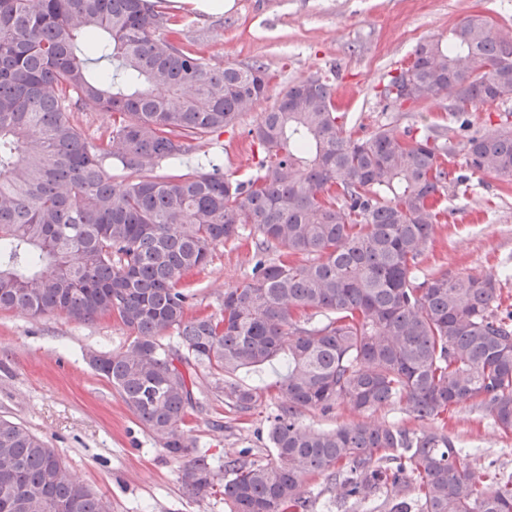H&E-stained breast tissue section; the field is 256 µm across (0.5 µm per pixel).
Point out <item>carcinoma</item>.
<instances>
[{"instance_id": "carcinoma-1", "label": "carcinoma", "mask_w": 512, "mask_h": 512, "mask_svg": "<svg viewBox=\"0 0 512 512\" xmlns=\"http://www.w3.org/2000/svg\"><path fill=\"white\" fill-rule=\"evenodd\" d=\"M181 34L155 0H0V309L78 322L117 315L132 341L93 369L185 460L189 497L225 471L232 512H309L304 482L318 475L342 501L390 490V512H410L411 490L420 512H512V476L475 475L472 454L439 429L301 421L338 402L359 412L398 402L435 421L477 400L512 433V312H498L497 276L415 275L448 186L477 172L512 183V124L467 134L457 170L444 131L384 125L352 137L329 79L310 77L249 129V178L211 160L183 170L192 141L220 137L266 98L269 75L259 60L213 62ZM409 65L417 96L395 92L402 67L381 91L387 106L446 95L458 114L512 97L495 91L512 88V42L484 15L445 41H419ZM76 112H110L112 127L91 144ZM162 162L174 172L154 175ZM245 224L251 281L224 290L219 315L187 317L178 285ZM270 252L279 258L266 260ZM170 330L176 342H162ZM278 357L284 402L267 458L215 464L196 454L184 431L198 407L192 369L224 376V401L249 412L265 389L234 376ZM0 512L111 506L39 436L1 418Z\"/></svg>"}]
</instances>
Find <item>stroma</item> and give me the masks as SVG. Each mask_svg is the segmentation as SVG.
Wrapping results in <instances>:
<instances>
[{"label": "stroma", "instance_id": "stroma-1", "mask_svg": "<svg viewBox=\"0 0 512 512\" xmlns=\"http://www.w3.org/2000/svg\"><path fill=\"white\" fill-rule=\"evenodd\" d=\"M164 11L183 20L182 40L202 55L249 64L265 63L270 91L310 76L329 77L336 108L346 129L365 138L392 124L451 127L447 102H427L416 111L386 110L379 93L389 72L406 64L425 37H447L469 16L492 17L512 34V0H233L220 13L190 6ZM269 105L261 100L216 140L196 141L184 163L219 156L225 174L250 177L254 160L248 131ZM448 219L436 225L416 269L417 277L501 276L499 309L512 311V184L475 174L448 192ZM251 242L221 244L207 265L188 279L190 313H220L224 291L250 281ZM131 341L117 318L76 322L48 313L38 318L0 309V417L20 423L44 439L66 462L77 482L104 496L112 512H230L224 481L191 498L181 484L182 463L168 456L125 406L110 383L89 365L88 351H118ZM202 409L187 427L199 454L212 460L264 459L270 452L268 426L278 408L263 400L246 416L224 403L208 369L196 370ZM303 424L332 429L370 420L412 432L427 429L402 404L390 403L366 415L339 403L326 413L309 411ZM448 435L463 448L478 449L476 472L512 473V435L504 434L488 412L472 400L449 410ZM314 512H388V495L364 503L337 501L325 477L305 482Z\"/></svg>", "mask_w": 512, "mask_h": 512}]
</instances>
